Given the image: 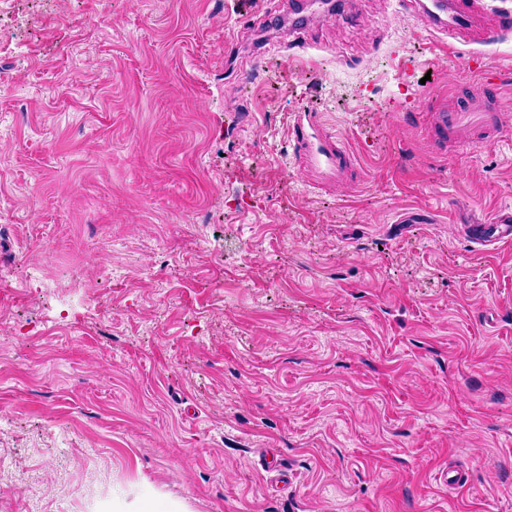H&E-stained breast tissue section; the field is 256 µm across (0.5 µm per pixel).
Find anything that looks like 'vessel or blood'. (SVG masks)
Listing matches in <instances>:
<instances>
[{"mask_svg": "<svg viewBox=\"0 0 512 512\" xmlns=\"http://www.w3.org/2000/svg\"><path fill=\"white\" fill-rule=\"evenodd\" d=\"M427 29L460 44L487 45L512 35V8L492 6L487 0H404ZM403 122H428L440 154L462 147H487L512 131V108L501 96L477 94L468 105L451 100L430 102L421 111L402 114ZM291 140L302 163L315 171L319 183L343 182L357 166L345 142L323 134L314 113H296L291 121Z\"/></svg>", "mask_w": 512, "mask_h": 512, "instance_id": "vessel-or-blood-1", "label": "vessel or blood"}]
</instances>
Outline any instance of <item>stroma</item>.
Wrapping results in <instances>:
<instances>
[{
    "instance_id": "35a3bbf8",
    "label": "stroma",
    "mask_w": 512,
    "mask_h": 512,
    "mask_svg": "<svg viewBox=\"0 0 512 512\" xmlns=\"http://www.w3.org/2000/svg\"><path fill=\"white\" fill-rule=\"evenodd\" d=\"M0 0V512H512V138L400 121L505 79L401 0ZM359 164L315 188L288 124ZM470 484L444 486L448 463Z\"/></svg>"
}]
</instances>
